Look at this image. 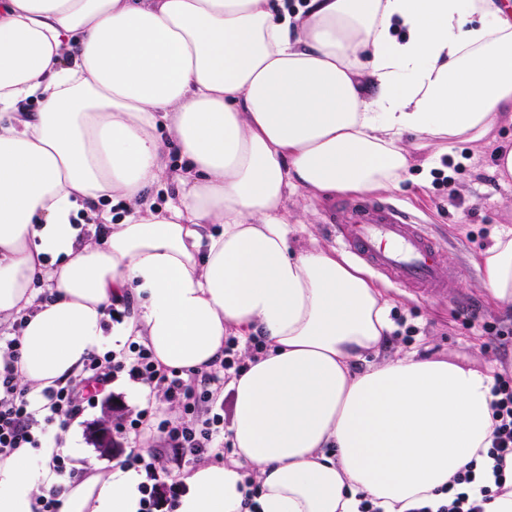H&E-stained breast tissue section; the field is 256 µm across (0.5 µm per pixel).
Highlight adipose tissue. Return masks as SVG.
<instances>
[{"instance_id": "1", "label": "adipose tissue", "mask_w": 512, "mask_h": 512, "mask_svg": "<svg viewBox=\"0 0 512 512\" xmlns=\"http://www.w3.org/2000/svg\"><path fill=\"white\" fill-rule=\"evenodd\" d=\"M512 113L503 0H0V318L22 310L18 379L74 377L113 298L158 361L201 369L228 336L268 349L230 384L236 462L169 474L174 512H414L483 462L492 378L406 355L353 373L393 329L384 288L322 246L291 248L288 187H398L410 140L451 155ZM185 160L169 170L159 123ZM176 198L156 208L151 188ZM123 204L112 222L101 202ZM512 304V234L480 256ZM51 298L36 303L40 288ZM50 449L0 457V512H139L141 473ZM259 493L243 505L240 461Z\"/></svg>"}]
</instances>
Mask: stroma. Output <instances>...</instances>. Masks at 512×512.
<instances>
[{"label": "stroma", "instance_id": "35a3bbf8", "mask_svg": "<svg viewBox=\"0 0 512 512\" xmlns=\"http://www.w3.org/2000/svg\"><path fill=\"white\" fill-rule=\"evenodd\" d=\"M503 145L512 147V119L508 117L493 137L456 145V160L468 161L469 167L456 175L451 187L436 185L434 171L427 166L431 153L419 149L412 154L409 179L385 191L386 199L418 216L440 241L444 263L456 271L457 279L445 298L422 297L388 285L390 318L403 321L412 334L406 339H389L377 354L356 362L354 371L407 353L488 372L512 366V305L500 307L489 300L479 269L484 246L490 245L497 233L512 229V178H501L495 168L496 149ZM285 206L298 225L290 238L293 246L316 243L337 248L328 200L292 189ZM500 330L505 331V339H497ZM134 387L127 378L116 379L96 406L79 416L78 447L86 458L108 467L134 447L139 438L134 431L113 434L108 449L99 447L91 435L95 425L114 424L119 412L133 414L143 409Z\"/></svg>", "mask_w": 512, "mask_h": 512}]
</instances>
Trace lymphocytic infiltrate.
<instances>
[{
	"label": "lymphocytic infiltrate",
	"mask_w": 512,
	"mask_h": 512,
	"mask_svg": "<svg viewBox=\"0 0 512 512\" xmlns=\"http://www.w3.org/2000/svg\"><path fill=\"white\" fill-rule=\"evenodd\" d=\"M24 323V318H17L11 332L0 335V354L5 357L0 365L1 457L18 448L47 447L52 428L64 427L94 406L101 389L120 376L160 392L181 413L175 417H156L146 407L134 418L120 422L119 430L153 424L165 446L184 459L205 454L224 457L231 453L224 417L212 412L209 404L244 369L238 357L237 337L225 338L223 358L201 370L167 368L155 359L149 347L139 342L117 351L93 353L75 378L44 391L42 399L35 400L16 379L19 332ZM492 394L495 424L487 451L488 465L480 468L469 463L451 479V493L446 501L438 508L424 506L418 512H485L483 498L489 488L479 485L478 480L491 477L502 482L506 459L512 456V370L495 374Z\"/></svg>",
	"instance_id": "f902f5d3"
}]
</instances>
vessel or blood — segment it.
I'll list each match as a JSON object with an SVG mask.
<instances>
[{
  "label": "vessel or blood",
  "instance_id": "vessel-or-blood-1",
  "mask_svg": "<svg viewBox=\"0 0 512 512\" xmlns=\"http://www.w3.org/2000/svg\"><path fill=\"white\" fill-rule=\"evenodd\" d=\"M346 211L349 219L336 235L347 251L399 287L447 295L453 280L440 275V249L425 224L389 201L363 200Z\"/></svg>",
  "mask_w": 512,
  "mask_h": 512
}]
</instances>
